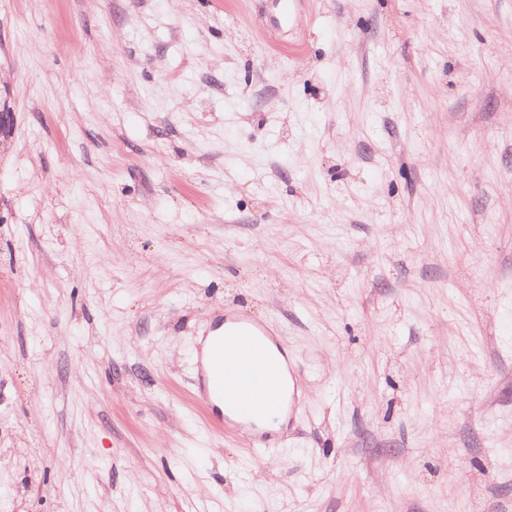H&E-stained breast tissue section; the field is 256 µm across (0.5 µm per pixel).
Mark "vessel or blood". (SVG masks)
<instances>
[{"instance_id": "b4317fda", "label": "vessel or blood", "mask_w": 512, "mask_h": 512, "mask_svg": "<svg viewBox=\"0 0 512 512\" xmlns=\"http://www.w3.org/2000/svg\"><path fill=\"white\" fill-rule=\"evenodd\" d=\"M270 339L266 326L236 313L205 337L196 400L215 412V424H274L298 407L300 382L284 376L280 360L267 350Z\"/></svg>"}]
</instances>
